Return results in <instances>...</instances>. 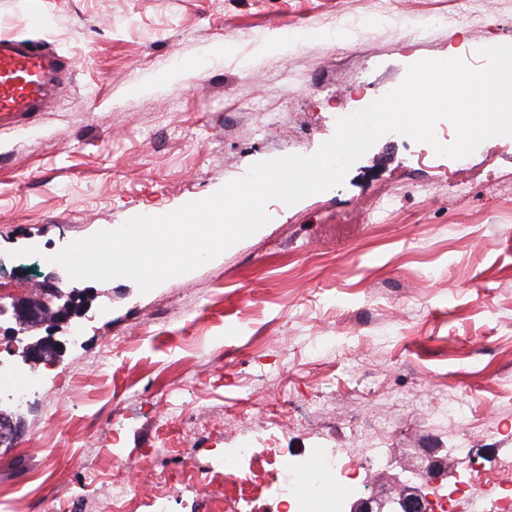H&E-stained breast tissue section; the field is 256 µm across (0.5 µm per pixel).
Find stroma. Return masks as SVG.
Returning <instances> with one entry per match:
<instances>
[{
  "instance_id": "1",
  "label": "stroma",
  "mask_w": 512,
  "mask_h": 512,
  "mask_svg": "<svg viewBox=\"0 0 512 512\" xmlns=\"http://www.w3.org/2000/svg\"><path fill=\"white\" fill-rule=\"evenodd\" d=\"M360 32L334 38L338 18ZM12 32L75 60L51 108L0 129V364L49 320L42 262L72 241L208 198L254 163L310 155L410 66L512 44V0H0ZM288 51L261 41L291 35ZM232 51H225V42ZM388 133L342 185L288 206L200 268L140 293L84 292L81 340L0 446V512H286L283 476L321 453L381 450L344 504L512 480V146L463 166ZM35 246L36 256H19ZM454 398L461 418H442ZM467 448L458 451L456 441ZM266 449L226 487L224 458Z\"/></svg>"
}]
</instances>
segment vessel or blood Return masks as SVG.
Instances as JSON below:
<instances>
[{
  "label": "vessel or blood",
  "mask_w": 512,
  "mask_h": 512,
  "mask_svg": "<svg viewBox=\"0 0 512 512\" xmlns=\"http://www.w3.org/2000/svg\"><path fill=\"white\" fill-rule=\"evenodd\" d=\"M74 61L13 34L0 35V127H19L45 111Z\"/></svg>",
  "instance_id": "vessel-or-blood-1"
}]
</instances>
